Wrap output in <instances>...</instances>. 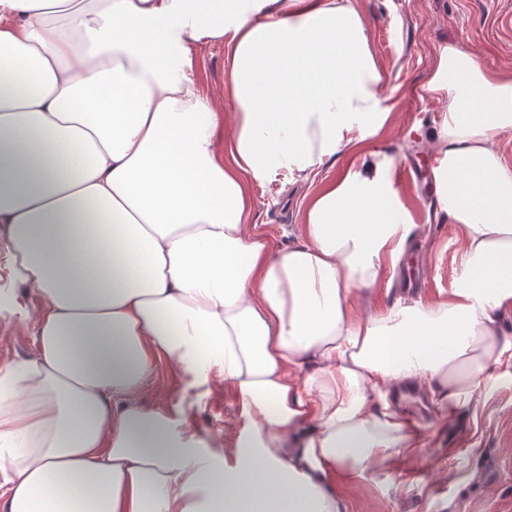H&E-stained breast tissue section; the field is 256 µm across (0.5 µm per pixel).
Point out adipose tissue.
Wrapping results in <instances>:
<instances>
[{
    "instance_id": "obj_1",
    "label": "adipose tissue",
    "mask_w": 512,
    "mask_h": 512,
    "mask_svg": "<svg viewBox=\"0 0 512 512\" xmlns=\"http://www.w3.org/2000/svg\"><path fill=\"white\" fill-rule=\"evenodd\" d=\"M195 42L223 45L231 114ZM421 96L445 104L427 138L453 288L366 309L415 218L356 0H0V317L37 325L35 356L0 368V512H346L344 485L430 442L395 388L445 417L512 374V78L452 42ZM347 152L272 250L250 187ZM163 360L173 411L145 398ZM216 380L240 430L213 450L194 420Z\"/></svg>"
}]
</instances>
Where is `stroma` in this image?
Listing matches in <instances>:
<instances>
[{"label": "stroma", "instance_id": "1", "mask_svg": "<svg viewBox=\"0 0 512 512\" xmlns=\"http://www.w3.org/2000/svg\"><path fill=\"white\" fill-rule=\"evenodd\" d=\"M365 15L384 83L395 99V120L385 132L386 148L400 163L431 166L432 149L423 147L412 127L429 130L444 114L442 104L421 99L420 87L433 72L448 43L470 49L480 63L512 76V0H358ZM198 85L203 95L232 111L224 97L225 51L218 44L194 48ZM346 155L326 162L308 181L273 182L249 190L250 221L259 225L274 248L295 243L308 199L354 164ZM416 229L399 269L421 279L410 296L425 302L448 295L449 270L460 244V230L446 221L435 193L407 199ZM34 321L0 317V366L35 353ZM413 417L433 432L418 468H394L357 478L343 489L347 512H512V385L490 384L479 400L454 416L439 418L428 392ZM234 396L216 383L196 423L210 445L231 441Z\"/></svg>", "mask_w": 512, "mask_h": 512}]
</instances>
